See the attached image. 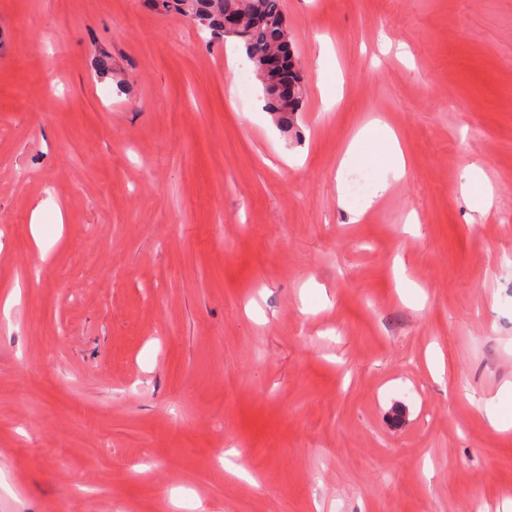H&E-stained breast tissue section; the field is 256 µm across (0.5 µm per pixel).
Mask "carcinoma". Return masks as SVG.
Segmentation results:
<instances>
[{"label": "carcinoma", "mask_w": 512, "mask_h": 512, "mask_svg": "<svg viewBox=\"0 0 512 512\" xmlns=\"http://www.w3.org/2000/svg\"><path fill=\"white\" fill-rule=\"evenodd\" d=\"M193 0L196 21L207 28L214 38H226L223 16L238 15L249 10L253 18L233 35L243 47L247 61L260 81L266 109L272 112L277 125L288 131L302 104V77L295 67V51L288 38L287 22L281 0ZM288 44L285 69L278 75L265 73L261 62L273 47Z\"/></svg>", "instance_id": "cac0c4a2"}]
</instances>
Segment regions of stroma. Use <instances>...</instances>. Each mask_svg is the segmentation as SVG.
I'll return each instance as SVG.
<instances>
[{"label":"stroma","instance_id":"obj_1","mask_svg":"<svg viewBox=\"0 0 512 512\" xmlns=\"http://www.w3.org/2000/svg\"><path fill=\"white\" fill-rule=\"evenodd\" d=\"M282 4L286 132L156 0H0V512H512V0ZM372 131L380 143V155L384 161H393L388 171L391 174V179L399 181L405 175L404 154L394 131L387 125L381 124L379 120L372 121L367 128L355 136L346 152L347 157L357 154L359 144L365 137V133H371Z\"/></svg>","mask_w":512,"mask_h":512}]
</instances>
